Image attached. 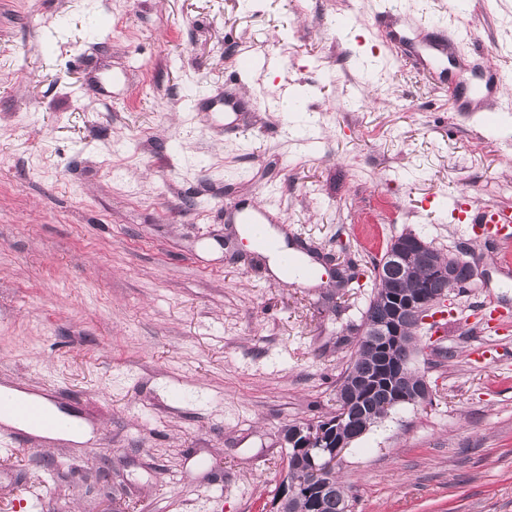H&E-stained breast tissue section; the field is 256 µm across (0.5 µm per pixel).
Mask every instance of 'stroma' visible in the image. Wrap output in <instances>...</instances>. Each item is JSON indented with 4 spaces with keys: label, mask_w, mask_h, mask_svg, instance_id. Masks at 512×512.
Instances as JSON below:
<instances>
[{
    "label": "stroma",
    "mask_w": 512,
    "mask_h": 512,
    "mask_svg": "<svg viewBox=\"0 0 512 512\" xmlns=\"http://www.w3.org/2000/svg\"><path fill=\"white\" fill-rule=\"evenodd\" d=\"M390 4L477 22L512 71V0ZM375 7L0 0V387L56 390L91 429L17 431L0 512H273L284 430L334 415L372 261L406 233L475 277L436 310L456 323L417 331L431 404L391 410L336 470L355 512H512V265L452 215L512 208V117L450 112ZM225 92L248 101L230 124L205 103ZM247 203L317 277L271 272L228 219Z\"/></svg>",
    "instance_id": "35a3bbf8"
}]
</instances>
